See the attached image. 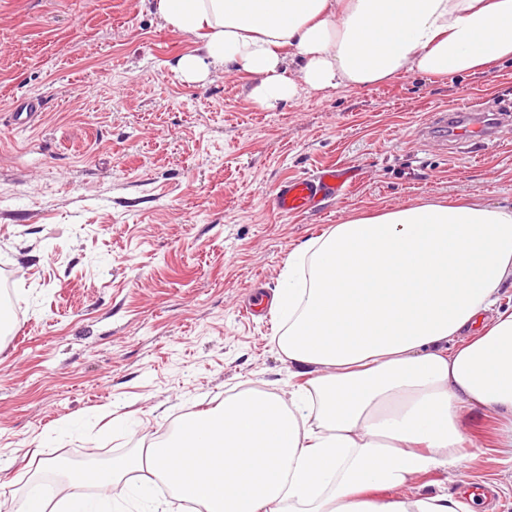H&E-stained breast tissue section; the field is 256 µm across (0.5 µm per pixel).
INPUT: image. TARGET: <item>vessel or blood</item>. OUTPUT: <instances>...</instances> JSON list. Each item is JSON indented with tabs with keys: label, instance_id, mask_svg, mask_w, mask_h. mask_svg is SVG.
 I'll return each mask as SVG.
<instances>
[{
	"label": "vessel or blood",
	"instance_id": "obj_1",
	"mask_svg": "<svg viewBox=\"0 0 512 512\" xmlns=\"http://www.w3.org/2000/svg\"><path fill=\"white\" fill-rule=\"evenodd\" d=\"M43 105L40 99L31 97L21 101L14 114L17 124H34L41 115ZM432 128L449 131L455 142L478 145L492 138L491 123L481 106L471 105L454 111L433 113ZM345 180L335 167L327 166L315 174L280 183L273 191L271 204L281 214H296L312 209L321 197L339 195Z\"/></svg>",
	"mask_w": 512,
	"mask_h": 512
}]
</instances>
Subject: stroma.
Listing matches in <instances>:
<instances>
[{
    "mask_svg": "<svg viewBox=\"0 0 512 512\" xmlns=\"http://www.w3.org/2000/svg\"><path fill=\"white\" fill-rule=\"evenodd\" d=\"M194 39L148 0H0V512L30 482L91 495L42 470L67 455L121 456L248 383L288 388L272 313L246 318L254 283L281 285L292 251L347 217L474 195L512 206V61L475 74L408 73L368 87L301 92L266 110L229 70L198 83L174 69ZM34 95L44 117L19 128ZM476 103L499 115L478 151L435 147L432 112ZM336 165L346 194L296 215L269 203L281 182ZM456 475L413 492L492 486L474 512H512L502 432L482 409Z\"/></svg>",
    "mask_w": 512,
    "mask_h": 512,
    "instance_id": "stroma-1",
    "label": "stroma"
}]
</instances>
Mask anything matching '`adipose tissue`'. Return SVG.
<instances>
[{
    "label": "adipose tissue",
    "instance_id": "1",
    "mask_svg": "<svg viewBox=\"0 0 512 512\" xmlns=\"http://www.w3.org/2000/svg\"><path fill=\"white\" fill-rule=\"evenodd\" d=\"M196 47L175 69L197 81L234 68L276 108L303 91L394 77L475 73L512 59V0H150ZM512 207L429 200L353 216L288 258L274 341L287 394L255 386L184 418L146 451L62 470L98 497L57 512H105L148 470L195 512H472L465 493L408 494L457 471L464 410L506 431L512 465Z\"/></svg>",
    "mask_w": 512,
    "mask_h": 512
}]
</instances>
